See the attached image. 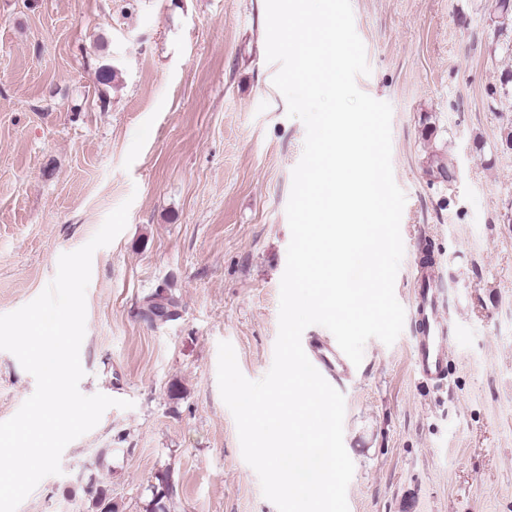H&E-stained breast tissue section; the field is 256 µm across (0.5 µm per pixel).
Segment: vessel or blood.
Instances as JSON below:
<instances>
[{
    "label": "vessel or blood",
    "instance_id": "vessel-or-blood-1",
    "mask_svg": "<svg viewBox=\"0 0 512 512\" xmlns=\"http://www.w3.org/2000/svg\"><path fill=\"white\" fill-rule=\"evenodd\" d=\"M434 262L432 254H423L416 266V288L407 316L412 334V365L417 377L435 386L447 382L448 343L452 331L444 312L450 306L446 288L430 272ZM305 353L321 373L334 386L347 380L353 364L341 351L335 338H326L320 345L306 348Z\"/></svg>",
    "mask_w": 512,
    "mask_h": 512
}]
</instances>
